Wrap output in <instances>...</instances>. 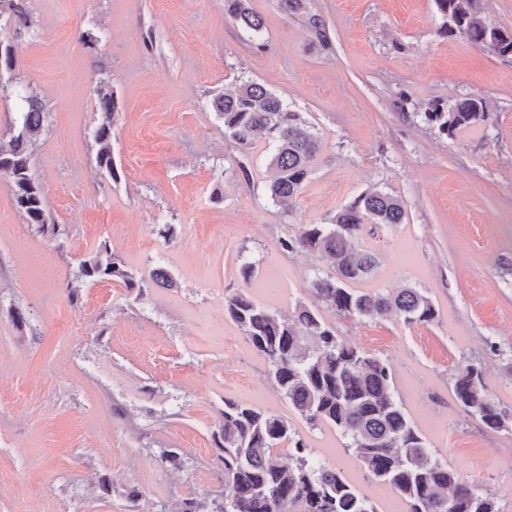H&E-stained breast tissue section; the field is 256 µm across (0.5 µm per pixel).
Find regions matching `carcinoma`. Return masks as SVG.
Masks as SVG:
<instances>
[{
    "instance_id": "cac0c4a2",
    "label": "carcinoma",
    "mask_w": 512,
    "mask_h": 512,
    "mask_svg": "<svg viewBox=\"0 0 512 512\" xmlns=\"http://www.w3.org/2000/svg\"><path fill=\"white\" fill-rule=\"evenodd\" d=\"M435 3L445 19L444 33L493 54L512 48V32L482 14L475 0ZM224 14L256 36L263 32L264 19L251 9L249 0H224ZM3 15L14 23V36L29 28L27 0H0ZM14 68L13 46L1 40L0 73ZM7 91L17 98L18 112L9 133L0 138V175L7 178L26 223L41 233L54 232L28 152L29 143L44 128L42 100L29 85H0V94ZM95 93L96 163L116 182L120 174L112 154V126L117 104L109 82L97 81ZM214 108L223 120L225 138L239 153L248 155L260 145L270 153V198L290 212L320 150V140L302 113L290 110L254 81L216 97ZM418 116L450 137L490 119L488 103L480 95L463 97L446 112L431 105ZM405 218L404 202L397 196L380 189L358 195L329 222L303 224L280 242L285 252L332 260L334 274L317 275L310 283L316 302L298 305L289 318L244 292H234L225 296L224 309L266 357L294 410L310 425L329 427L347 439L345 450L375 481L397 493L402 512H502L493 495L439 460L396 400L388 360L343 342L323 315L325 309L358 321L395 315L407 326L437 318L432 300L416 288L382 293L359 287L377 264L375 254L359 247V240L365 235L377 238ZM80 272L92 281L116 278L129 289L145 288L144 280L126 270L105 245L81 263ZM454 396L465 413L490 430H505L512 423V416L486 394L482 370L474 365L461 370ZM219 438L224 498L209 504L188 499L182 512H378L376 503L358 492L339 469L313 458L309 446L281 416L226 399ZM280 448L288 449L286 465L276 460Z\"/></svg>"
}]
</instances>
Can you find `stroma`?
<instances>
[{
  "mask_svg": "<svg viewBox=\"0 0 512 512\" xmlns=\"http://www.w3.org/2000/svg\"><path fill=\"white\" fill-rule=\"evenodd\" d=\"M254 37L224 0H29L31 25L11 41L14 75L39 93L45 126L30 148L57 234L26 223L0 176V512H179L224 491L214 441L225 399L285 417L380 512L396 494L310 427L269 364L225 314L242 291L291 315L311 303L330 261L284 252L299 225L324 224L360 193L400 197L403 224L371 240L365 286L412 287L437 318L326 319L349 344L387 359L396 397L438 458L512 512V428L493 431L457 404L466 365L512 414V57L441 34L435 0H249ZM318 15L329 46L307 23ZM99 36L87 50L80 32ZM118 108L119 180L101 175L91 130L95 77ZM252 80L303 113L322 147L292 212L275 205L263 149L244 156L213 102ZM469 94L488 126L449 137L420 113ZM173 234L162 237L161 225ZM137 276L156 265L174 285L143 293L81 276L101 246ZM258 273L243 282L238 268ZM496 342L491 353L488 342ZM176 450L180 467L160 465ZM224 14L256 36L263 32L264 19L251 9L248 0H224Z\"/></svg>",
  "mask_w": 512,
  "mask_h": 512,
  "instance_id": "stroma-1",
  "label": "stroma"
}]
</instances>
